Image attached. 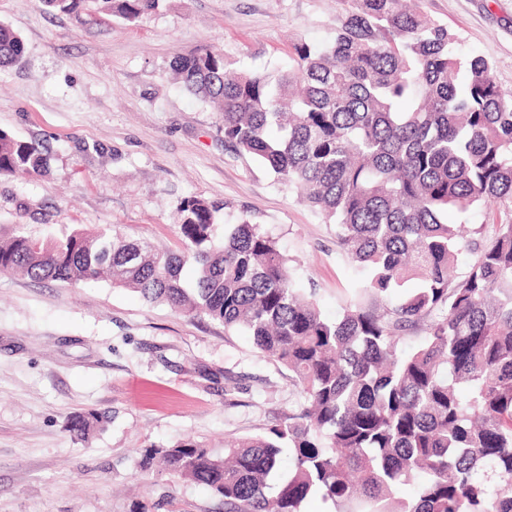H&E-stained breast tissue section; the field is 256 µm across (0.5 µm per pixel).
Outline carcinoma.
I'll use <instances>...</instances> for the list:
<instances>
[{"instance_id":"obj_1","label":"carcinoma","mask_w":512,"mask_h":512,"mask_svg":"<svg viewBox=\"0 0 512 512\" xmlns=\"http://www.w3.org/2000/svg\"><path fill=\"white\" fill-rule=\"evenodd\" d=\"M160 2L38 0L61 13L97 4L130 23ZM456 42L406 0H351L331 43L296 42L286 70L241 71L211 46L169 64L218 112L224 143L297 191L368 269L335 320L259 225L242 218L217 242L223 205L197 196L180 203L176 252L108 228L0 241V272L106 278L241 329L299 389L298 409L267 435L222 456L189 441L147 448L140 470L157 461L224 512H302L316 494L336 512H512V96ZM24 53L0 23V69ZM47 167L42 146L0 130V174ZM476 210L485 222L466 240L448 212L466 221ZM464 246L473 260L456 276ZM413 330L424 336L402 346ZM93 419L78 415L69 431L82 439ZM285 447L292 469L276 480ZM411 483L416 496L398 500Z\"/></svg>"}]
</instances>
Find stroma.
<instances>
[{"label": "stroma", "instance_id": "35a3bbf8", "mask_svg": "<svg viewBox=\"0 0 512 512\" xmlns=\"http://www.w3.org/2000/svg\"><path fill=\"white\" fill-rule=\"evenodd\" d=\"M484 57L512 94V0H416ZM349 0H165L128 23L104 12L49 13L0 0L25 57L0 70V129L42 145L47 173L0 176V235L108 225L177 251L178 207L225 205L278 242L336 317L364 273L333 230L260 163L225 147L219 116L168 74L213 45L242 70L287 66L292 43L325 45ZM300 397L286 369L243 332L190 318L107 281L66 286L0 272V512H224L210 490L145 448L191 440L215 451L266 434ZM100 419L74 437L75 414Z\"/></svg>", "mask_w": 512, "mask_h": 512}]
</instances>
